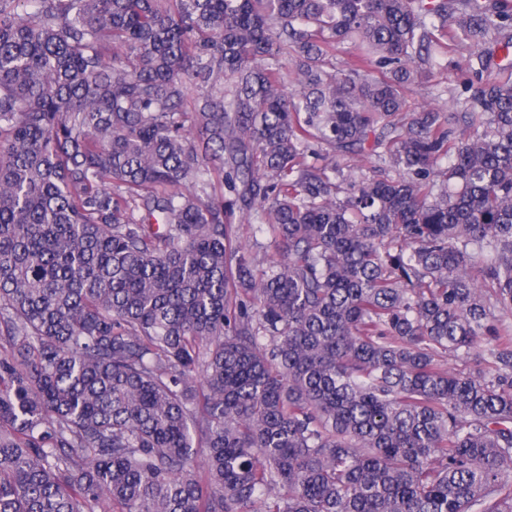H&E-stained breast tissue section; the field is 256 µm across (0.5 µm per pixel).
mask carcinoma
<instances>
[{
  "mask_svg": "<svg viewBox=\"0 0 512 512\" xmlns=\"http://www.w3.org/2000/svg\"><path fill=\"white\" fill-rule=\"evenodd\" d=\"M511 313L512 0H0V512H512ZM446 61L448 68L441 74L431 78L429 82L422 79L414 84L408 92V106L410 111H419L422 106L431 104L444 112H452L453 102L461 92L462 73L456 65L471 53L473 48L468 42L457 43L452 46ZM421 81V82H420ZM438 84V85H437ZM234 225L239 241L250 248L257 255V258L262 260L275 256L271 236L266 231L258 232L256 229L257 223H248L244 220L239 222L237 219Z\"/></svg>",
  "mask_w": 512,
  "mask_h": 512,
  "instance_id": "cac0c4a2",
  "label": "carcinoma"
}]
</instances>
